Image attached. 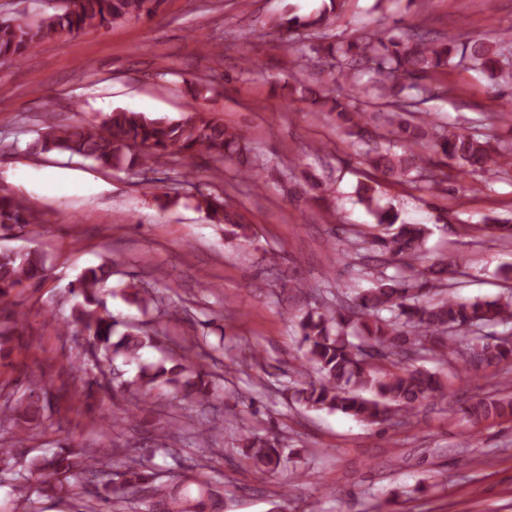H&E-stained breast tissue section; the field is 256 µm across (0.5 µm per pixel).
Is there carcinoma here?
Wrapping results in <instances>:
<instances>
[{
  "label": "carcinoma",
  "instance_id": "obj_1",
  "mask_svg": "<svg viewBox=\"0 0 512 512\" xmlns=\"http://www.w3.org/2000/svg\"><path fill=\"white\" fill-rule=\"evenodd\" d=\"M161 0H60L51 14L31 20L0 22V57L26 59L27 46L36 41L73 39L88 28H108L131 19L151 16ZM344 0H327L308 16L285 22L289 46L305 56L311 52L326 62L336 85L349 89L341 96L325 84L316 88L289 84L291 92L311 97L336 120V128L364 145L360 153L372 171L369 182L358 185L359 201L370 210L381 231L348 240L337 254L360 260V272L369 274V262L397 259L403 268L394 275L378 273L373 286L354 295L341 290L323 291L321 301L299 320L302 361L296 370L298 385L290 400L307 411L342 413L367 425L412 423L429 402L448 400V387L437 371L418 365L427 357L453 359L465 372L487 371L512 383V336H491L484 329L512 323V290L492 299L462 300L448 292L459 274L460 256L450 254L426 261L425 244L430 230L425 224L398 222V213L379 206V182L438 186L435 170L452 161L468 173L497 175L512 172V142L492 145L478 132L463 133L454 125L439 123L419 105L441 99L451 88L434 82L436 74L453 67L470 66L485 74L495 86H512V29L493 38L465 43L453 35L436 37L421 24L390 32L368 34L345 41L334 33L336 11ZM42 152L58 151L69 158L91 160L103 167L155 171L165 160L178 167V177L189 179L197 160L222 162L233 156L252 157L245 172L256 186L264 183L267 158L254 153L250 138L241 128L194 115L180 120L150 117L124 109L112 111L99 122L68 125L45 116L42 132L31 145ZM195 208L212 224L224 225L232 239L249 238L250 225L232 210L224 196L198 190ZM39 221L22 199L0 195V235L11 234ZM478 229L485 236L512 239V225L497 224L488 216ZM46 276L43 256L36 250H0V302L26 282ZM112 266L86 268L71 284L77 299L63 328L86 337L83 350L69 359L70 370L81 385L68 393L69 402L88 401L115 384L126 391L149 396L166 389L177 399L189 397L208 403L214 396L209 374L196 362L200 354L182 346L171 365L140 364L141 351L158 342V332L140 323L119 324L106 304L104 283ZM125 295L160 316L175 314L137 282L124 288ZM124 331L117 333V327ZM18 319L0 320V358L15 335ZM123 357L136 366L131 379L112 373L104 384L88 376V366L98 369ZM52 386L36 376L0 380V423L19 427L0 448V474L34 488L38 496L60 501L80 500L83 491L71 482L77 470L97 479L94 496L98 512H112L133 502L139 512H219L224 504V485L200 467L155 483L154 474L138 447L125 450L120 482L103 476L96 458L66 441L53 451L28 459L17 451L27 441L25 426L53 409ZM474 424L488 419L512 418V394L481 398L463 409ZM243 455L259 469L276 471L288 457L282 441L270 434H240Z\"/></svg>",
  "mask_w": 512,
  "mask_h": 512
}]
</instances>
